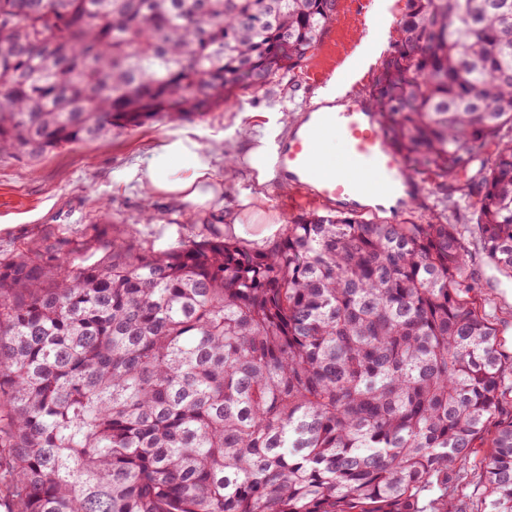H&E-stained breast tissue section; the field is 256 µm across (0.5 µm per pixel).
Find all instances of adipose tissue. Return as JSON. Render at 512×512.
<instances>
[{"mask_svg":"<svg viewBox=\"0 0 512 512\" xmlns=\"http://www.w3.org/2000/svg\"><path fill=\"white\" fill-rule=\"evenodd\" d=\"M216 158L198 139L196 131L180 129L168 133L155 147L147 163L122 175L152 195H169L190 210L210 207L220 196L215 179Z\"/></svg>","mask_w":512,"mask_h":512,"instance_id":"obj_1","label":"adipose tissue"}]
</instances>
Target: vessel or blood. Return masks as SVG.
<instances>
[{
    "label": "vessel or blood",
    "mask_w": 512,
    "mask_h": 512,
    "mask_svg": "<svg viewBox=\"0 0 512 512\" xmlns=\"http://www.w3.org/2000/svg\"><path fill=\"white\" fill-rule=\"evenodd\" d=\"M332 128L346 143L343 163H318L314 145L323 130ZM287 178L315 199L343 204L354 196L382 193L402 180V165L385 145L377 119L365 106L344 112L310 114L302 132L293 134L279 153ZM374 167L375 177L363 181L350 177L353 169Z\"/></svg>",
    "instance_id": "vessel-or-blood-1"
}]
</instances>
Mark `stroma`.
Listing matches in <instances>:
<instances>
[{
	"label": "stroma",
	"mask_w": 512,
	"mask_h": 512,
	"mask_svg": "<svg viewBox=\"0 0 512 512\" xmlns=\"http://www.w3.org/2000/svg\"><path fill=\"white\" fill-rule=\"evenodd\" d=\"M406 0H338L337 13L319 48L293 73L276 77L268 89L242 94L230 105L205 116L172 124L155 122L135 130L115 131L88 142H78L35 161L0 157V256L9 257L34 239L61 240L76 262L86 247L105 250L110 242L153 244L171 249L198 238L211 224L225 236H239L245 247L263 252L275 242L263 236L267 221L284 225L326 211L323 203L302 200L284 176L260 184L247 164H223L224 155H243L251 148L241 128L264 127L267 113H288L291 123L276 133L284 142L310 112L316 94L335 82L346 85L345 106L366 102L376 76L397 38ZM198 131L200 142L218 158L216 176L222 185L221 202L210 210L190 212L177 199L145 201L134 185H121L120 176L131 166L145 164L153 148L174 128ZM251 188L252 201L241 206L237 192ZM438 194L430 184L420 186L413 202L373 204L372 218L425 223L439 211ZM465 232L469 271L475 293L492 316L501 347L512 356V277L485 258L474 233L467 205L448 216Z\"/></svg>",
	"instance_id": "35a3bbf8"
}]
</instances>
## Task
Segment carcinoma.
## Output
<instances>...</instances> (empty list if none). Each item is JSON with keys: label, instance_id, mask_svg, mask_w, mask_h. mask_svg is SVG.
<instances>
[{"label": "carcinoma", "instance_id": "obj_1", "mask_svg": "<svg viewBox=\"0 0 512 512\" xmlns=\"http://www.w3.org/2000/svg\"><path fill=\"white\" fill-rule=\"evenodd\" d=\"M336 3L0 0V156L259 92ZM369 106L512 276V0H407ZM478 448L476 512H512V366L440 213L0 259L3 512H452Z\"/></svg>", "mask_w": 512, "mask_h": 512}]
</instances>
